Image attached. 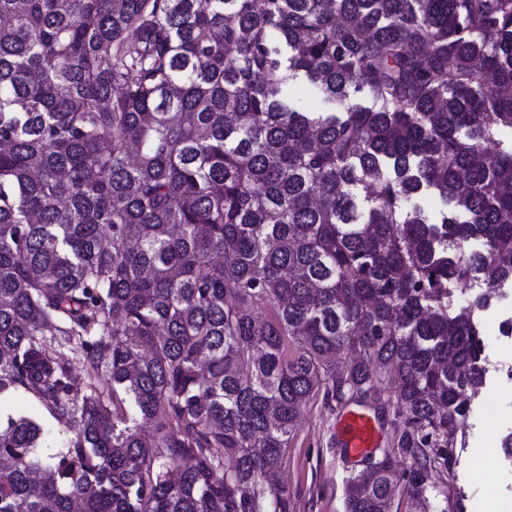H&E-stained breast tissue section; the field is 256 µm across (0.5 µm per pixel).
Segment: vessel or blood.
Listing matches in <instances>:
<instances>
[{
    "mask_svg": "<svg viewBox=\"0 0 512 512\" xmlns=\"http://www.w3.org/2000/svg\"><path fill=\"white\" fill-rule=\"evenodd\" d=\"M335 434L348 460L360 462L380 447L383 428L377 415L359 406L345 409L338 415Z\"/></svg>",
    "mask_w": 512,
    "mask_h": 512,
    "instance_id": "1",
    "label": "vessel or blood"
}]
</instances>
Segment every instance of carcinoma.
I'll return each mask as SVG.
<instances>
[{"mask_svg":"<svg viewBox=\"0 0 512 512\" xmlns=\"http://www.w3.org/2000/svg\"><path fill=\"white\" fill-rule=\"evenodd\" d=\"M503 127L512 0H0V394L70 434L0 415V512H292L321 390L395 417L345 512H464ZM1 412H22L41 414L42 417L49 421L46 412H43L38 402L28 393L23 391H15L9 395H1L0 401Z\"/></svg>","mask_w":512,"mask_h":512,"instance_id":"cac0c4a2","label":"carcinoma"}]
</instances>
